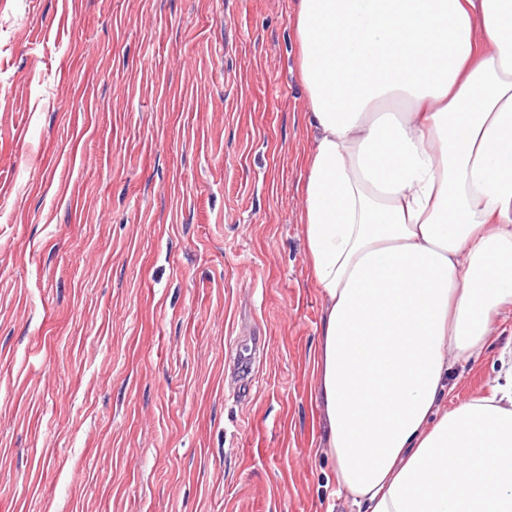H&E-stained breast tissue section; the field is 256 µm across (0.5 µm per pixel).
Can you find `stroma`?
Listing matches in <instances>:
<instances>
[{
	"label": "stroma",
	"instance_id": "stroma-1",
	"mask_svg": "<svg viewBox=\"0 0 512 512\" xmlns=\"http://www.w3.org/2000/svg\"><path fill=\"white\" fill-rule=\"evenodd\" d=\"M296 2L0 0V512H351ZM511 349L510 312L453 402Z\"/></svg>",
	"mask_w": 512,
	"mask_h": 512
}]
</instances>
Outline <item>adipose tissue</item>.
Returning a JSON list of instances; mask_svg holds the SVG:
<instances>
[{
	"label": "adipose tissue",
	"mask_w": 512,
	"mask_h": 512,
	"mask_svg": "<svg viewBox=\"0 0 512 512\" xmlns=\"http://www.w3.org/2000/svg\"><path fill=\"white\" fill-rule=\"evenodd\" d=\"M304 242L336 483L358 512H512V0H297ZM512 349V313H506L490 330L488 345L473 363L454 367L448 383L453 386L451 398L454 403H464L484 395L488 385L501 371L500 354Z\"/></svg>",
	"instance_id": "obj_1"
}]
</instances>
